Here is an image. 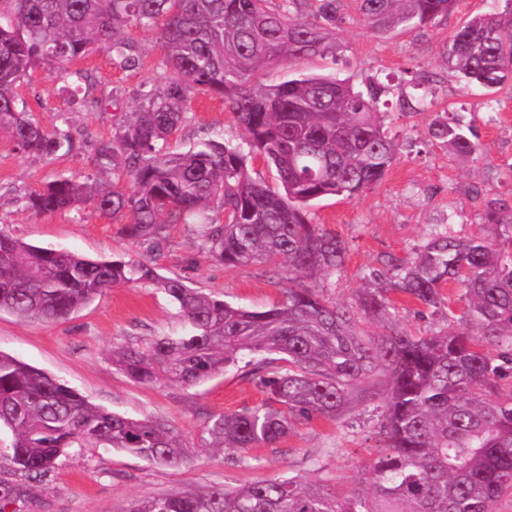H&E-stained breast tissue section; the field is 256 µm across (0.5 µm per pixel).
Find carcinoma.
I'll use <instances>...</instances> for the list:
<instances>
[{"label":"carcinoma","instance_id":"obj_1","mask_svg":"<svg viewBox=\"0 0 512 512\" xmlns=\"http://www.w3.org/2000/svg\"><path fill=\"white\" fill-rule=\"evenodd\" d=\"M315 2L312 18L301 5ZM457 0H356L374 33L437 26ZM338 0H0V133L20 152L48 156L72 146L69 130H47L19 105L15 88L31 71L104 51L126 68L139 65L122 37L135 26L156 33L172 73L163 92H142L130 119L97 161L124 163L129 187L97 189L62 178L27 197L37 215L91 202L127 218L123 234L161 241L167 224L197 226L199 247L227 268L287 267L293 286L263 311L206 295L148 261L91 259L28 244L0 230V312L56 322L113 288L154 284L177 306L188 330L145 345L117 343L112 360L131 379L194 386L245 352L266 393L260 405L216 416L212 447L241 454L276 445L297 422L334 419L354 398L382 389L374 432L377 457L365 484L348 497L293 478L243 487L146 496L120 512H493L512 499V211L487 205L480 233L448 224L388 276L349 304L326 297L317 280L342 272L346 242L309 219L327 197L352 199L383 181L396 154L384 130L385 87L366 90L333 74L297 70L312 58H336ZM439 53L469 84L495 89L512 79V0L478 14ZM288 64L293 76L267 85L264 66ZM230 103L242 141L208 139L183 152L168 141L186 118L184 85ZM429 135L461 158L483 153L472 127L435 117ZM274 168L277 185L251 177L248 159ZM216 205L224 222L205 215ZM455 285L461 309L445 306ZM435 312L448 326L413 336L394 324L379 336L368 324L389 315L390 294ZM13 440L6 458L29 478L45 475L71 448H118L160 466L191 450L162 418H131L92 404L44 371L0 352V428Z\"/></svg>","mask_w":512,"mask_h":512}]
</instances>
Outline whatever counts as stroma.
I'll return each instance as SVG.
<instances>
[{
  "instance_id": "35a3bbf8",
  "label": "stroma",
  "mask_w": 512,
  "mask_h": 512,
  "mask_svg": "<svg viewBox=\"0 0 512 512\" xmlns=\"http://www.w3.org/2000/svg\"><path fill=\"white\" fill-rule=\"evenodd\" d=\"M492 0H458L440 26L424 31H370L350 4L339 12L338 59H312L302 70L333 74L356 86L370 80L387 84L386 126L396 143V158L376 188L344 200L324 199L311 209L314 223L325 225L348 244L341 276L324 283L326 295L349 302L363 287L368 269L395 271L409 261L440 225L461 234L476 232L487 203L512 206V82L494 93L465 84L449 73L439 44L474 15L491 10ZM124 36L135 47L138 68H124L104 52L76 62L87 71L86 99L99 107L72 102L67 88L72 73L40 68L16 93L46 128H69L73 146L54 155L17 152L0 138V230L38 246L66 248L91 258L122 256L153 262L164 276H181L191 287L251 310L280 301L289 288L283 268L252 266L231 269L197 247L194 225L170 224L160 243L133 241L121 225L93 204L80 210L38 215L28 195L58 178L125 185L122 166H98V148L111 142L117 124L131 112L140 91H164L169 74L152 31L131 27ZM416 95L427 107L401 111L399 98ZM188 114L169 140L171 151L188 150L202 140L242 138L223 97L186 93ZM456 113L470 124L484 146L481 157L463 162L428 134L430 120ZM394 320L411 334L440 330L442 315L401 295L393 297ZM184 322L162 289L151 285L115 288L68 319L30 323L0 314V351L13 355L77 389L91 403L135 417H160L173 423L191 448L176 467H160L116 448H76L48 475L22 476L0 456V485L11 489L5 512H117L143 496L210 488L235 489L268 478L295 477L327 485L346 495L363 481L377 454L371 437L384 401L372 397L345 415L298 423L273 448H258L235 460L231 451L208 445L212 419L261 404L266 395L236 364L195 387L137 383L112 363L113 343H141L155 336L183 332Z\"/></svg>"
}]
</instances>
